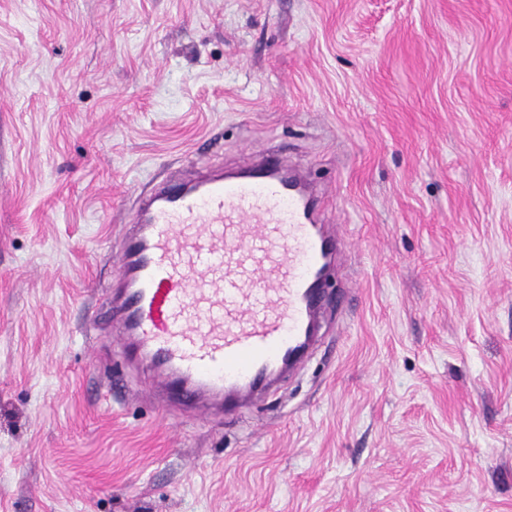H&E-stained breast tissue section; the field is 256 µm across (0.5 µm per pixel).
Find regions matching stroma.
<instances>
[{
  "mask_svg": "<svg viewBox=\"0 0 512 512\" xmlns=\"http://www.w3.org/2000/svg\"><path fill=\"white\" fill-rule=\"evenodd\" d=\"M269 145L346 233L321 340L172 418L122 227ZM0 512H512V0H0Z\"/></svg>",
  "mask_w": 512,
  "mask_h": 512,
  "instance_id": "1",
  "label": "stroma"
}]
</instances>
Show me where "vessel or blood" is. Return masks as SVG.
I'll return each mask as SVG.
<instances>
[{"label":"vessel or blood","mask_w":512,"mask_h":512,"mask_svg":"<svg viewBox=\"0 0 512 512\" xmlns=\"http://www.w3.org/2000/svg\"><path fill=\"white\" fill-rule=\"evenodd\" d=\"M241 176L154 191L126 225L108 332L156 407L234 413L306 354L343 253L278 148Z\"/></svg>","instance_id":"b4317fda"}]
</instances>
